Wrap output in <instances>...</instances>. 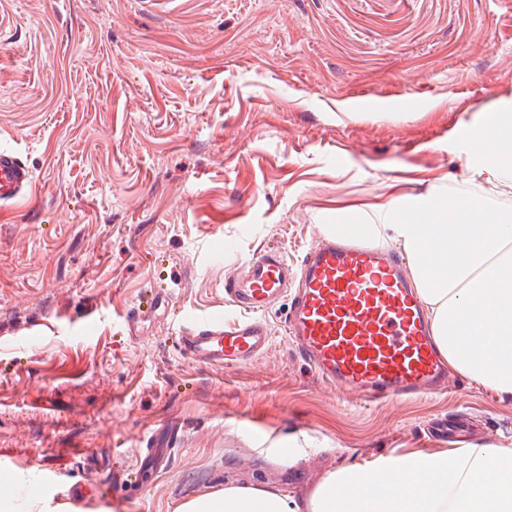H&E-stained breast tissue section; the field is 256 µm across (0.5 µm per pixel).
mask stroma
<instances>
[{
    "label": "stroma",
    "instance_id": "35a3bbf8",
    "mask_svg": "<svg viewBox=\"0 0 512 512\" xmlns=\"http://www.w3.org/2000/svg\"><path fill=\"white\" fill-rule=\"evenodd\" d=\"M512 108V0H0V146L35 190L0 203V479L51 512H175L228 485L308 498L387 455L512 449V394L357 404L284 330L230 367L184 355L224 279L300 263L335 223L438 187L512 206L467 138ZM141 310L136 332L126 317ZM469 420L439 439V419ZM177 428L167 465L141 460ZM294 449L291 461L280 447Z\"/></svg>",
    "mask_w": 512,
    "mask_h": 512
}]
</instances>
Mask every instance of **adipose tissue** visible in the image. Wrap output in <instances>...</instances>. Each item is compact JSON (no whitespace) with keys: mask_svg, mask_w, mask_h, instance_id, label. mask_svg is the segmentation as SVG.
<instances>
[{"mask_svg":"<svg viewBox=\"0 0 512 512\" xmlns=\"http://www.w3.org/2000/svg\"><path fill=\"white\" fill-rule=\"evenodd\" d=\"M476 176L512 188V113L486 149L469 145ZM457 221L445 223L448 211ZM387 239L412 265L440 351L474 382L512 393V211L476 196L458 205L433 188L410 202L373 207L352 226ZM176 512H512V452L487 445L390 458L367 475L350 467L326 476L308 500L252 485H229L181 503Z\"/></svg>","mask_w":512,"mask_h":512,"instance_id":"1","label":"adipose tissue"}]
</instances>
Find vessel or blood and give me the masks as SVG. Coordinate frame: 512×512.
Returning a JSON list of instances; mask_svg holds the SVG:
<instances>
[{"mask_svg": "<svg viewBox=\"0 0 512 512\" xmlns=\"http://www.w3.org/2000/svg\"><path fill=\"white\" fill-rule=\"evenodd\" d=\"M33 185L28 167L0 148V201L22 197ZM224 295L238 318L205 316L180 338L184 354L197 362L231 366L261 355L271 340L264 314L284 298L285 332L330 390L367 403L456 384L408 262L353 235L322 239L297 266L279 250H261L243 272L225 278Z\"/></svg>", "mask_w": 512, "mask_h": 512, "instance_id": "1", "label": "vessel or blood"}]
</instances>
